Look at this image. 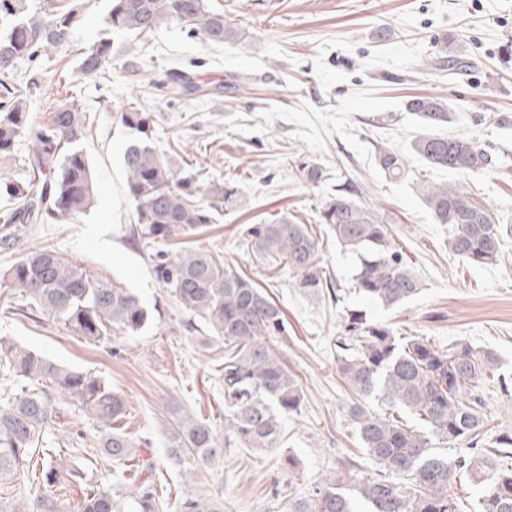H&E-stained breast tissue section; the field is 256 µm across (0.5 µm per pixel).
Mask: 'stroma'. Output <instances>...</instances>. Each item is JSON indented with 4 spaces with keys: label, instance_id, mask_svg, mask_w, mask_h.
Segmentation results:
<instances>
[{
    "label": "stroma",
    "instance_id": "1",
    "mask_svg": "<svg viewBox=\"0 0 512 512\" xmlns=\"http://www.w3.org/2000/svg\"><path fill=\"white\" fill-rule=\"evenodd\" d=\"M80 2L69 45L48 62L19 60L16 79L38 83L28 99L33 122H48L71 101L86 112L80 146L96 203L65 223L31 225L12 251L0 250V272L49 247L90 276L132 289L159 314L139 335L92 342L38 310L20 311L17 287L0 284V341L107 381L128 401L125 432L143 441L140 455L159 464L173 495L215 500L224 512H288L292 501L313 499L327 478L351 483L378 473L352 427L353 395L336 369V339L354 313L440 348L461 340L492 350L498 361L479 391L480 445L512 434V235L494 264L462 263L448 250L447 227L435 223L416 192L422 181L463 185L496 223L512 226V0H207L227 24L246 31L236 45L211 43L175 22L152 34L114 35L104 23L109 0ZM382 27L391 28L389 40H377ZM444 33L463 48L465 74L423 68L439 54ZM106 36L111 63L99 75L81 76V52ZM176 69L195 77L197 90L182 94L165 85ZM427 94L448 100L445 133L475 138L497 158L496 168L455 173L413 157L401 180L382 173L379 148L408 149L423 132L405 102ZM132 108L151 113L158 152L193 165L203 183L229 180L240 191V207L220 212L189 242L220 252L284 310L288 333L275 347L299 379L304 405L285 420L275 448L230 440L214 376L223 349L185 331V314L152 273V248L129 236L134 205L123 152L131 132L119 116ZM306 164L320 166L325 180L308 182ZM344 183L386 219L395 248L422 282L412 301L386 308L354 291L351 256L319 219L324 201ZM284 215L308 225L320 244L319 265L334 287L320 299L304 294L286 267L268 268L241 245L248 225ZM172 401L207 419L224 440L218 460H168ZM60 408L54 462L76 475L65 487L64 502L73 505L86 487L107 485L109 477L86 454L98 445L97 424L69 397H61Z\"/></svg>",
    "mask_w": 512,
    "mask_h": 512
}]
</instances>
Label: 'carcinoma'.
I'll return each instance as SVG.
<instances>
[{"label":"carcinoma","instance_id":"obj_1","mask_svg":"<svg viewBox=\"0 0 512 512\" xmlns=\"http://www.w3.org/2000/svg\"><path fill=\"white\" fill-rule=\"evenodd\" d=\"M77 11L73 5L44 16L23 0H0V19L9 22L0 36V154L10 153L16 140L27 136L32 148L28 164L38 176L22 192L13 185L4 187L6 194L18 197L0 224L4 251L14 247L27 225L61 221L94 204L91 173L79 148L85 113L68 103L47 123L35 125L27 106L35 80L23 86L13 82L18 59H44L69 43ZM173 22L209 42L242 40L239 29L224 24V13L209 8L205 0H111L105 18L114 32H156ZM111 60L112 43L101 40L81 52L80 75L94 76ZM166 78L182 91L196 88L193 78L181 71H171ZM407 109L427 127L411 144L415 156L459 173L495 167L494 156L475 139L437 133L450 122V106L443 97L414 96ZM120 121L136 132L123 154L127 192L135 205L133 240L145 245L181 240L212 223L214 212L236 204L237 188L231 182L206 186L191 166L175 165L155 151L151 113L131 109L120 113ZM378 165L386 176L399 179L406 173L408 157L386 147L379 151ZM418 193L436 223L448 226L453 255L473 266L497 261L512 227L495 223L460 184H423ZM322 220L343 250L355 257L353 280L363 297L389 308L421 291V281L395 249L387 225L375 209L355 198L352 185L337 186L336 195L323 204ZM244 241L267 265H283L295 273L310 295H322L319 242L308 225L286 216L252 224ZM153 263L158 282L181 311L201 321L208 339L224 346L216 372L232 434L248 448L276 447L283 419L300 413L304 400L298 379L273 347L274 338L288 335L280 307L224 263L218 252L181 247L171 254L156 252ZM5 276L25 293L29 307L94 342L107 339L112 331L137 334L150 321L137 294L89 277L52 248L27 253ZM336 346L337 371L357 396L348 416L364 452L384 473L351 484L330 478L317 488L315 505L296 500L289 512H357L358 503L370 506V512H460L451 488L461 477L480 487L479 512H512V468H499L482 448L451 459L435 446L437 441L479 442L484 415L477 389L486 369L496 364L492 352L463 341L444 349L424 339L405 340L389 326L364 322L357 315L349 317ZM0 371L54 388L75 400L101 428V454L122 487L115 492L97 485L88 488L72 512H125V500L134 504V512H221L212 500L188 495L173 500L160 492V471L153 458L137 455L135 444L117 427L127 404L107 382L15 345L0 344ZM373 399L424 417L427 429L418 431L374 412ZM171 412L169 460L178 463L191 455L208 463L218 458L220 443L209 423L179 404L171 405ZM58 415L55 398L43 389L0 391V481L22 475L24 487L17 491L35 492L18 510L0 502V512H67L57 494L62 483L51 448ZM134 460L144 475L138 484L126 477Z\"/></svg>","mask_w":512,"mask_h":512}]
</instances>
